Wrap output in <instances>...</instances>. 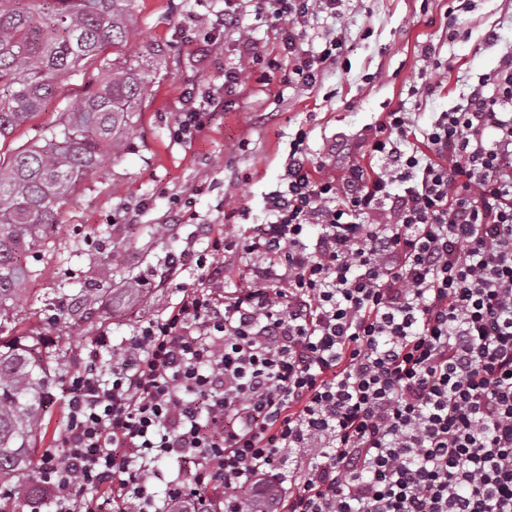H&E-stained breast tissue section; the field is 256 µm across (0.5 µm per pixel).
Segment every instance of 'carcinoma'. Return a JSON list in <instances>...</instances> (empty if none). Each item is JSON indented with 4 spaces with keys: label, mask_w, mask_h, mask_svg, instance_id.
Returning <instances> with one entry per match:
<instances>
[{
    "label": "carcinoma",
    "mask_w": 512,
    "mask_h": 512,
    "mask_svg": "<svg viewBox=\"0 0 512 512\" xmlns=\"http://www.w3.org/2000/svg\"><path fill=\"white\" fill-rule=\"evenodd\" d=\"M133 0H0V329L15 320V301L37 270L21 257L56 232L59 210L75 188L123 142L154 75L105 51L130 37ZM95 66L88 91L58 124L31 144L4 143L42 111L60 83ZM117 256L104 254L98 278L83 289L76 311L90 317L112 290ZM51 356L0 336V484L31 469L43 404L54 386Z\"/></svg>",
    "instance_id": "obj_1"
}]
</instances>
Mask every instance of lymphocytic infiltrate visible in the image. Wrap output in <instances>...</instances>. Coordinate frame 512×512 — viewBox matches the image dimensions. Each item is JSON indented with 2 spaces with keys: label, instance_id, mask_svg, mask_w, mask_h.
<instances>
[{
  "label": "lymphocytic infiltrate",
  "instance_id": "f902f5d3",
  "mask_svg": "<svg viewBox=\"0 0 512 512\" xmlns=\"http://www.w3.org/2000/svg\"><path fill=\"white\" fill-rule=\"evenodd\" d=\"M286 25L294 74L316 83L336 40L302 51L299 28L335 0H252ZM222 106L190 96L193 139ZM420 134V144L401 141ZM382 171L314 176L295 139L269 220L243 239L260 278L224 287V240L165 318L133 330L101 370L108 335L68 375L66 423L37 461L53 512H512V52L426 129L387 113Z\"/></svg>",
  "mask_w": 512,
  "mask_h": 512
}]
</instances>
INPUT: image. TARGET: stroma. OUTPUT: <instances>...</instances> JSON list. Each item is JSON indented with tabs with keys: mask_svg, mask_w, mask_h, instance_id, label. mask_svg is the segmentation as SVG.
<instances>
[{
	"mask_svg": "<svg viewBox=\"0 0 512 512\" xmlns=\"http://www.w3.org/2000/svg\"><path fill=\"white\" fill-rule=\"evenodd\" d=\"M451 5L337 0L335 11L320 12L301 33L302 49L314 53L331 38L342 42L335 65L308 86L297 82L292 61L282 57L280 27L256 23L245 2L240 25L217 32L214 44L199 50L185 28L193 20L207 23L224 0H135L132 36L117 52L153 70L154 83L122 133L129 149L77 187L52 242L31 256L40 276L17 299L14 335L67 349L69 359L56 372L61 381L81 368L86 345L100 332L116 346L140 323L167 316L180 296L179 282L190 281L197 269L200 225L218 236L232 224L243 238L267 222V195L280 183L298 131L306 133L311 166L323 174H340L332 151L339 141L352 145L361 164L381 169L371 157V134L387 112L415 113L419 127L428 128L512 47V0H471L470 8L456 12ZM491 31L496 41H487ZM247 40L281 67L265 81L261 66H253L245 86L226 87L224 74L242 64ZM434 69L441 86L420 93L424 75ZM208 87L221 90L223 110L193 140H176L173 128L187 93ZM83 91L81 77L69 79L7 148L29 143L35 130L56 123ZM106 226L123 269L114 293L92 318L65 312L53 321L50 308L59 292L77 295L95 277L103 247L97 230ZM176 250L185 253V270L173 283L160 271Z\"/></svg>",
	"mask_w": 512,
	"mask_h": 512,
	"instance_id": "35a3bbf8",
	"label": "stroma"
}]
</instances>
